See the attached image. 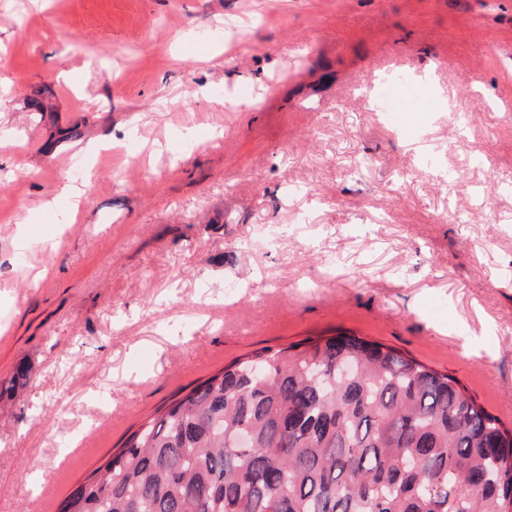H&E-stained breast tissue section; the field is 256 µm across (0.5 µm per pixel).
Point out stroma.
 I'll list each match as a JSON object with an SVG mask.
<instances>
[{
  "instance_id": "stroma-1",
  "label": "stroma",
  "mask_w": 512,
  "mask_h": 512,
  "mask_svg": "<svg viewBox=\"0 0 512 512\" xmlns=\"http://www.w3.org/2000/svg\"><path fill=\"white\" fill-rule=\"evenodd\" d=\"M402 73L413 109L373 111ZM340 334L512 427V0H0V512H62L182 389Z\"/></svg>"
}]
</instances>
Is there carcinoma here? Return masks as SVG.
I'll return each mask as SVG.
<instances>
[{
	"label": "carcinoma",
	"mask_w": 512,
	"mask_h": 512,
	"mask_svg": "<svg viewBox=\"0 0 512 512\" xmlns=\"http://www.w3.org/2000/svg\"><path fill=\"white\" fill-rule=\"evenodd\" d=\"M63 512H512V429L378 343L263 348L133 431Z\"/></svg>",
	"instance_id": "cac0c4a2"
}]
</instances>
